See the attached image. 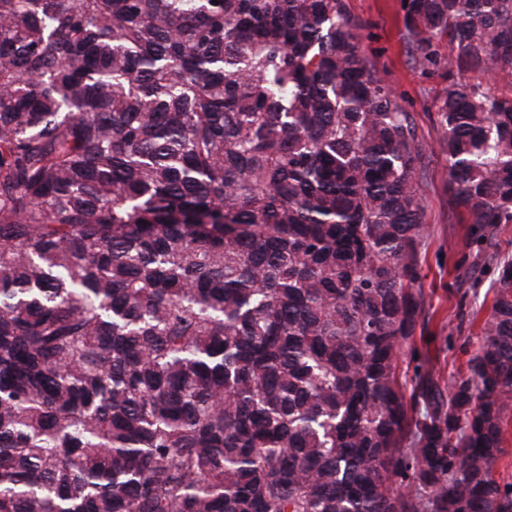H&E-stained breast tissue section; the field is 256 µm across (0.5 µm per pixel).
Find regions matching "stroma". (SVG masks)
I'll return each mask as SVG.
<instances>
[{"mask_svg":"<svg viewBox=\"0 0 512 512\" xmlns=\"http://www.w3.org/2000/svg\"><path fill=\"white\" fill-rule=\"evenodd\" d=\"M346 4L351 15L369 21L360 47L402 98L426 148L423 190L428 235L419 271L426 305L398 368L399 381L408 393L420 363H429L444 380L465 373L477 345L478 329L470 316L474 298L490 291L495 274L468 247V226L451 203L448 161L439 149L442 129L433 107L445 85L444 77L423 75L413 68L401 38L400 0H346Z\"/></svg>","mask_w":512,"mask_h":512,"instance_id":"35a3bbf8","label":"stroma"}]
</instances>
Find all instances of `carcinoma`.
<instances>
[{"label": "carcinoma", "mask_w": 512, "mask_h": 512, "mask_svg": "<svg viewBox=\"0 0 512 512\" xmlns=\"http://www.w3.org/2000/svg\"><path fill=\"white\" fill-rule=\"evenodd\" d=\"M453 205L512 223V0H401ZM345 0H0V512H512V260L467 374L425 149ZM447 41L451 51L440 52Z\"/></svg>", "instance_id": "carcinoma-1"}]
</instances>
